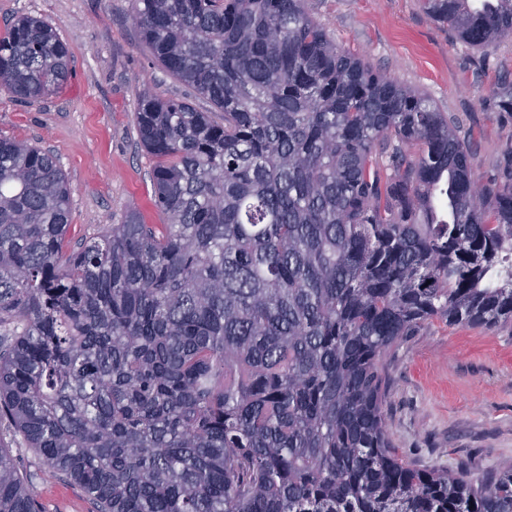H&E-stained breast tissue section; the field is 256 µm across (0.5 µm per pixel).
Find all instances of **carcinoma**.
I'll return each mask as SVG.
<instances>
[{
	"label": "carcinoma",
	"mask_w": 512,
	"mask_h": 512,
	"mask_svg": "<svg viewBox=\"0 0 512 512\" xmlns=\"http://www.w3.org/2000/svg\"><path fill=\"white\" fill-rule=\"evenodd\" d=\"M423 4L473 48L512 38V0ZM133 21L220 118L144 89L167 223L132 212L76 252L57 160L0 137V431L95 512H512V467L393 452L382 371L429 321L512 324V148L479 182L456 122L306 0H134ZM69 76L43 20L0 32L13 97ZM0 512H42L1 441Z\"/></svg>",
	"instance_id": "obj_1"
}]
</instances>
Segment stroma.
Here are the masks:
<instances>
[{"mask_svg":"<svg viewBox=\"0 0 512 512\" xmlns=\"http://www.w3.org/2000/svg\"><path fill=\"white\" fill-rule=\"evenodd\" d=\"M307 7L339 46L454 118L477 173L486 181L498 175L512 147V114L500 111L495 90L501 76L512 77V40L469 47L422 0H307ZM132 12L133 0H0V26L20 15L40 18L70 51V76L51 96L21 103L0 88V137L57 158L71 188L67 238L74 250L133 211L147 224L166 221L152 204L153 160L140 146L134 112L148 86L169 97L190 95L154 60ZM190 99L198 109L212 108ZM383 364L387 432L399 457L475 480L512 466V325L488 332L434 321ZM8 443L43 512H94L79 487L17 438Z\"/></svg>","mask_w":512,"mask_h":512,"instance_id":"stroma-1","label":"stroma"}]
</instances>
